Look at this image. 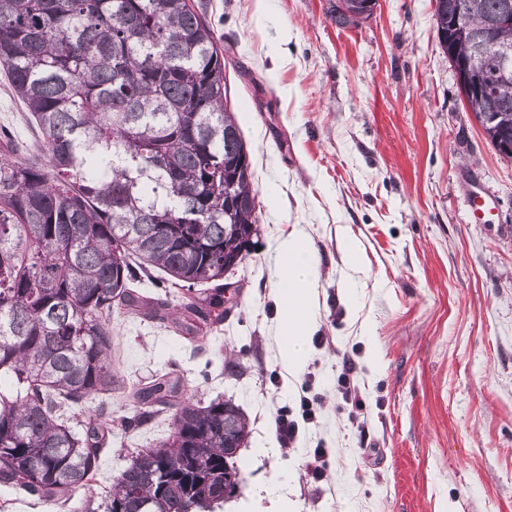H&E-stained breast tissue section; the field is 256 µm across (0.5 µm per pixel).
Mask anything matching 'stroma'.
Segmentation results:
<instances>
[{
  "label": "stroma",
  "mask_w": 512,
  "mask_h": 512,
  "mask_svg": "<svg viewBox=\"0 0 512 512\" xmlns=\"http://www.w3.org/2000/svg\"><path fill=\"white\" fill-rule=\"evenodd\" d=\"M224 54L228 108L250 152L259 233L229 279L237 304L217 338L184 339L171 322L113 320L121 383L106 406L132 415L124 390L158 372L183 397L232 399L250 419L243 481L220 512H512V160L468 112L441 50L433 0H378L339 27L329 0H196ZM0 128L41 138L0 76ZM490 223L471 221L473 191ZM308 235L320 263L313 304L323 344L289 375L279 353L274 263L280 241ZM353 235L363 270L342 251ZM362 403L336 392L344 358ZM316 412L279 443L274 416ZM173 414L114 432L108 486L134 452L169 438ZM330 451L326 479L301 471ZM298 477H282L287 465Z\"/></svg>",
  "instance_id": "35a3bbf8"
}]
</instances>
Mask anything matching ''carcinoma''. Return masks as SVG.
<instances>
[{"label": "carcinoma", "instance_id": "obj_1", "mask_svg": "<svg viewBox=\"0 0 512 512\" xmlns=\"http://www.w3.org/2000/svg\"><path fill=\"white\" fill-rule=\"evenodd\" d=\"M437 37L473 53L512 0H465L470 27ZM512 46V29H501ZM0 69L39 128L40 155L0 157V484L66 503L92 489L112 432L176 408L173 434L140 448L102 493L103 512H215L242 481L249 421L232 400L197 405L158 376L135 415L99 406L83 433L66 411L112 393V310L158 317L133 286L153 272L204 296L183 328L224 323V258L244 261L260 205L227 108L224 54L195 0H0ZM482 75L478 114L512 122V77ZM47 163H42V159Z\"/></svg>", "mask_w": 512, "mask_h": 512}]
</instances>
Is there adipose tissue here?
Here are the masks:
<instances>
[{"label":"adipose tissue","mask_w":512,"mask_h":512,"mask_svg":"<svg viewBox=\"0 0 512 512\" xmlns=\"http://www.w3.org/2000/svg\"><path fill=\"white\" fill-rule=\"evenodd\" d=\"M279 282L276 314L280 328V357L290 373H301L310 357L309 338L315 333L312 314L320 267L311 239L303 233L284 237L278 249Z\"/></svg>","instance_id":"1"}]
</instances>
